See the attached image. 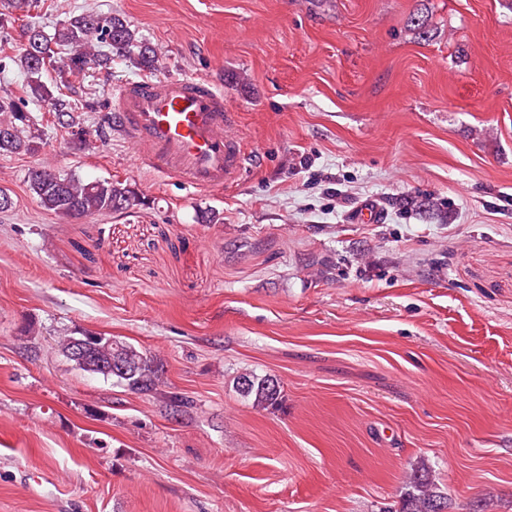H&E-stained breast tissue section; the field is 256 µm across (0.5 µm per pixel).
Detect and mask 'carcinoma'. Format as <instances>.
<instances>
[{"mask_svg":"<svg viewBox=\"0 0 512 512\" xmlns=\"http://www.w3.org/2000/svg\"><path fill=\"white\" fill-rule=\"evenodd\" d=\"M33 38L39 41V52L51 60H56L64 50L67 57L60 67L52 69L58 72V78L52 79L49 77L52 70L39 65L27 47H21L16 62L25 75V94L55 113L61 127L70 130L79 140L85 133L82 117L55 95L60 86L69 83L71 78L84 75L90 65L109 68L114 56L149 70L159 61L156 49L144 42L138 30L119 13L73 14L57 23L51 33L31 24L25 29V41ZM27 104L23 98L0 97V152L34 153L39 150L41 139L34 131ZM29 184L45 210L71 222L127 209L139 202L137 194L119 180L85 182L74 174H63L49 164L31 170ZM119 348L131 368L130 375L123 378L128 388L140 394L156 391L155 357L131 345H119L109 336H102L92 344L89 367L85 371L107 379L113 377L109 361ZM236 386L241 394L253 398V405L260 409L272 407L281 399L280 382L271 375L245 373L238 377ZM406 483L408 490L400 512H445L448 508V497L440 491L430 468L413 469L407 474Z\"/></svg>","mask_w":512,"mask_h":512,"instance_id":"cac0c4a2","label":"carcinoma"}]
</instances>
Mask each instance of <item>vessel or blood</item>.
Wrapping results in <instances>:
<instances>
[{
  "instance_id": "obj_1",
  "label": "vessel or blood",
  "mask_w": 512,
  "mask_h": 512,
  "mask_svg": "<svg viewBox=\"0 0 512 512\" xmlns=\"http://www.w3.org/2000/svg\"><path fill=\"white\" fill-rule=\"evenodd\" d=\"M112 135L134 151L138 167L171 181L219 191L239 178L246 162L232 135L234 113L213 82L188 77H145L109 99Z\"/></svg>"
}]
</instances>
